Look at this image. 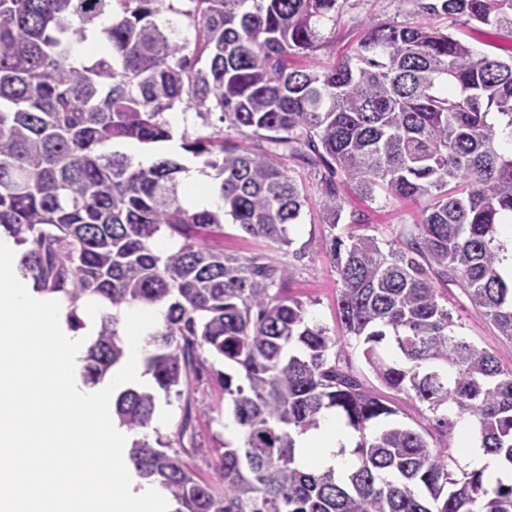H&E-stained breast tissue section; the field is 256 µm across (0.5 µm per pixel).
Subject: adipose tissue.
<instances>
[{"label": "adipose tissue", "mask_w": 512, "mask_h": 512, "mask_svg": "<svg viewBox=\"0 0 512 512\" xmlns=\"http://www.w3.org/2000/svg\"><path fill=\"white\" fill-rule=\"evenodd\" d=\"M459 435L470 469L482 472L491 485L503 479L504 473L499 457L473 443V429L468 421H460ZM351 444V435L331 410L321 415L316 429L296 439L300 460L320 470L352 468L356 459L346 452Z\"/></svg>", "instance_id": "obj_1"}]
</instances>
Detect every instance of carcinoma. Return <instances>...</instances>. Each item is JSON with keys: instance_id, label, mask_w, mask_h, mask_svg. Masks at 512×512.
<instances>
[{"instance_id": "1", "label": "carcinoma", "mask_w": 512, "mask_h": 512, "mask_svg": "<svg viewBox=\"0 0 512 512\" xmlns=\"http://www.w3.org/2000/svg\"><path fill=\"white\" fill-rule=\"evenodd\" d=\"M188 2L0 0V235L23 247L18 272L66 307L74 331L79 303L103 300L87 383L124 358L123 309L167 306L146 338L153 386L112 401L138 432L159 396L183 400L173 438L133 441L138 475L170 493L174 512H512V482L490 487L445 451L451 404L512 471V369L460 333L440 293L458 286L512 342V282L499 271L500 217L512 212V53H479L437 24L464 17L512 35V0H397L419 19L358 21L350 52L318 68L292 59L326 47L322 25L348 0ZM164 10L193 36L158 25ZM91 36L101 50L76 56ZM183 103L223 124L181 136L214 172L215 209L182 206L179 161L142 167L105 150L172 141L165 114ZM226 129L267 147L250 151ZM289 161L321 186L339 334L281 295L289 269L207 245L230 223L291 247L306 196ZM354 196L399 197L420 215L385 250L362 213L346 212ZM159 236L175 248L154 251ZM352 339L381 389L344 360ZM205 373L241 429L235 443L216 441L207 482L185 462L197 446L184 389ZM401 395L431 413L426 424L392 420ZM327 410L354 435L350 470L299 460L295 437Z\"/></svg>"}]
</instances>
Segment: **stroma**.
Returning a JSON list of instances; mask_svg holds the SVG:
<instances>
[{
    "label": "stroma",
    "instance_id": "35a3bbf8",
    "mask_svg": "<svg viewBox=\"0 0 512 512\" xmlns=\"http://www.w3.org/2000/svg\"><path fill=\"white\" fill-rule=\"evenodd\" d=\"M395 11L394 0H349L343 17L336 25V40L331 47L320 52V59H333L348 51L357 37L352 28L355 19L367 16L385 18ZM290 168L306 195L301 222L294 233L296 243L308 246L304 257H296L290 249L268 250L263 240L242 237L230 225L226 226L224 235L210 238L208 246L216 251L247 257L266 253L279 264L290 267L292 275L282 290L283 295L303 302L312 319L333 328L337 325L338 280L325 250L329 228L322 222L320 186L310 167L294 162ZM352 208L366 215L372 234L383 243L394 240L404 225L414 223L419 212L417 206L393 198H381L372 204L357 200ZM448 307L453 314L460 316L464 336L494 353L502 365L512 367V343L502 340L487 319L470 309L458 288H449ZM191 395L202 403L203 408L192 417V430L199 452L191 459L190 465L199 477L206 478L212 472L211 450L217 438L236 440L240 437V431L228 428L227 423L232 419L231 411L216 384L201 381L192 387Z\"/></svg>",
    "mask_w": 512,
    "mask_h": 512
}]
</instances>
